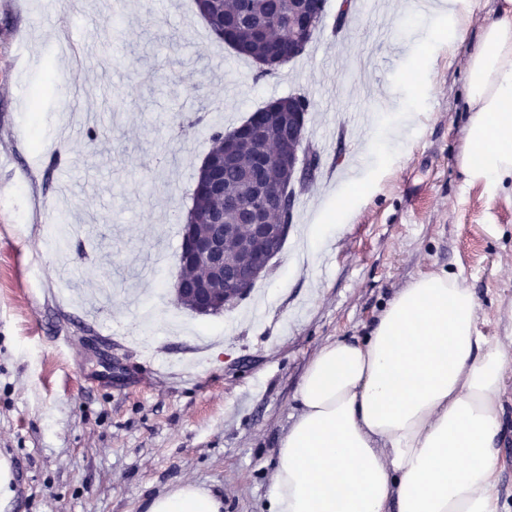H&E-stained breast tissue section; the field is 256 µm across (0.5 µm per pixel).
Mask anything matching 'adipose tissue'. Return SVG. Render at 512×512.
I'll list each match as a JSON object with an SVG mask.
<instances>
[{
	"label": "adipose tissue",
	"instance_id": "adipose-tissue-1",
	"mask_svg": "<svg viewBox=\"0 0 512 512\" xmlns=\"http://www.w3.org/2000/svg\"><path fill=\"white\" fill-rule=\"evenodd\" d=\"M468 183L512 190V11L487 23L467 60ZM479 303L448 270L422 274L363 338L323 346L276 448L268 512H504L497 445L512 335H484ZM146 512H224L185 482Z\"/></svg>",
	"mask_w": 512,
	"mask_h": 512
}]
</instances>
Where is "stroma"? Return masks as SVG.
I'll return each mask as SVG.
<instances>
[{
    "label": "stroma",
    "instance_id": "35a3bbf8",
    "mask_svg": "<svg viewBox=\"0 0 512 512\" xmlns=\"http://www.w3.org/2000/svg\"><path fill=\"white\" fill-rule=\"evenodd\" d=\"M436 2L421 16L380 0L387 36L363 71L369 17L327 0L304 52L260 78L193 0H76L93 23L79 63L59 42L67 10L0 0V512H145L183 482L223 496L224 512H263L309 362L366 335L413 277L456 273L482 333L512 328V193L459 166L468 55L506 0H468L453 48ZM295 93L311 102L320 169L269 274L238 305L195 315L175 284L210 129ZM353 186L350 221L302 260Z\"/></svg>",
    "mask_w": 512,
    "mask_h": 512
}]
</instances>
